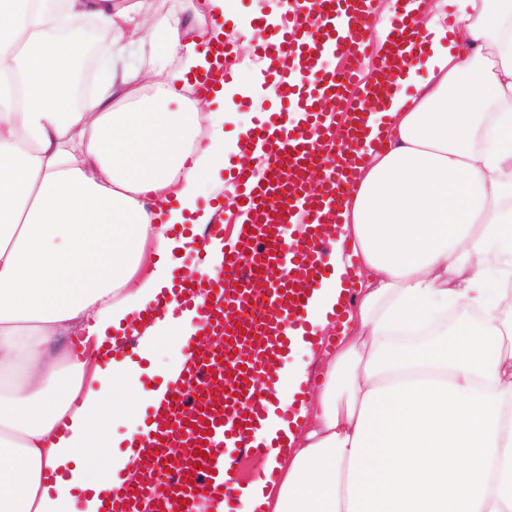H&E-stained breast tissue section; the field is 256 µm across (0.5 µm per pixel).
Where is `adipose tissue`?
<instances>
[{
	"label": "adipose tissue",
	"mask_w": 512,
	"mask_h": 512,
	"mask_svg": "<svg viewBox=\"0 0 512 512\" xmlns=\"http://www.w3.org/2000/svg\"><path fill=\"white\" fill-rule=\"evenodd\" d=\"M453 3L466 33L452 40L447 13L414 0L429 44L369 118L311 326L330 325L345 276L357 293L314 401L265 420L282 446L243 512H512V0ZM226 7L199 0L187 22L155 20L150 0H0V371L23 369L0 387V512H71L77 490L104 512L113 473L132 469L129 453L102 456L94 417L142 368L89 366L69 337L85 351L131 327L149 359L199 330L173 286L191 240L171 230L218 218L197 207L203 185L237 200L223 113L194 147L202 110L232 89L185 94L210 68L196 23ZM89 20L106 45L80 99L72 31ZM163 295L168 312L149 316ZM452 310L471 324L449 331Z\"/></svg>",
	"instance_id": "adipose-tissue-1"
}]
</instances>
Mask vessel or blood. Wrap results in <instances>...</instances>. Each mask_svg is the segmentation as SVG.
I'll return each mask as SVG.
<instances>
[{"instance_id": "1", "label": "vessel or blood", "mask_w": 512, "mask_h": 512, "mask_svg": "<svg viewBox=\"0 0 512 512\" xmlns=\"http://www.w3.org/2000/svg\"><path fill=\"white\" fill-rule=\"evenodd\" d=\"M405 3L396 0L365 80L364 33L377 21L373 0H282L284 10L260 50L296 62L304 81L293 84L288 70L279 71L277 88L288 111L259 121L244 140L245 151L261 150L263 162L241 167L235 176L245 189L239 210L247 219L226 249L223 278H182L183 303L198 304L204 315L199 339L185 342L187 360L164 405L148 413L154 430L130 445L133 457L148 451L159 460L174 449H192L195 468L189 480L174 478L156 492L150 480L121 478L123 492L113 496L107 512H141L147 502L150 512H200L204 506L237 512L243 461L269 457L275 448L256 436L262 421L273 408L292 421L302 391L278 408L256 393V382L280 385L293 340L315 341L306 311L316 287L332 273L326 223L335 220L352 188L369 113L395 91L409 52L426 43ZM294 111L305 116L297 126L291 123ZM317 166L326 177L313 190L309 172ZM271 302L280 317L252 315L256 304ZM202 339L211 340L210 350H200Z\"/></svg>"}]
</instances>
